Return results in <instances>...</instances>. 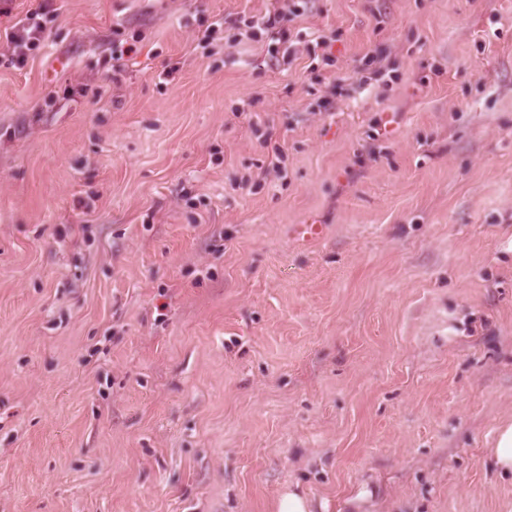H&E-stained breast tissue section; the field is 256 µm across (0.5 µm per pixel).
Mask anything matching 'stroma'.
Segmentation results:
<instances>
[{"mask_svg":"<svg viewBox=\"0 0 512 512\" xmlns=\"http://www.w3.org/2000/svg\"><path fill=\"white\" fill-rule=\"evenodd\" d=\"M287 7L0 0V512H512V0ZM288 3V14L277 11L273 14L269 13L261 18V20H257L256 23L253 22L252 27H259L262 29H279L277 34L279 35V43L288 44L283 51V56L288 53V61L292 53L293 40L291 39L290 29L287 26V22H291L293 18L291 16H297L299 14V5L298 2H304V0H290ZM39 12L27 15L16 22L10 32H5L7 50L14 66H24L31 52L39 48L46 38V27L38 18ZM489 448V458L493 469L500 475H512V422L500 424ZM313 504L305 494L292 487L281 493L275 504V512H312Z\"/></svg>","mask_w":512,"mask_h":512,"instance_id":"1","label":"stroma"}]
</instances>
